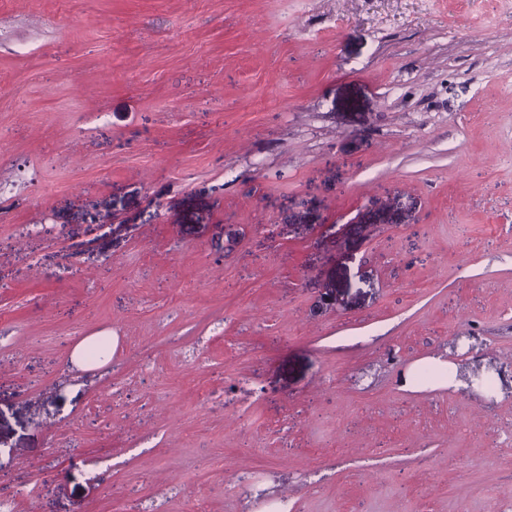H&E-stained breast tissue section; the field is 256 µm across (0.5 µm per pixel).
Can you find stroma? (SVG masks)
<instances>
[{
	"label": "stroma",
	"instance_id": "obj_1",
	"mask_svg": "<svg viewBox=\"0 0 512 512\" xmlns=\"http://www.w3.org/2000/svg\"><path fill=\"white\" fill-rule=\"evenodd\" d=\"M437 359L512 368V0H0L15 512H512Z\"/></svg>",
	"mask_w": 512,
	"mask_h": 512
}]
</instances>
